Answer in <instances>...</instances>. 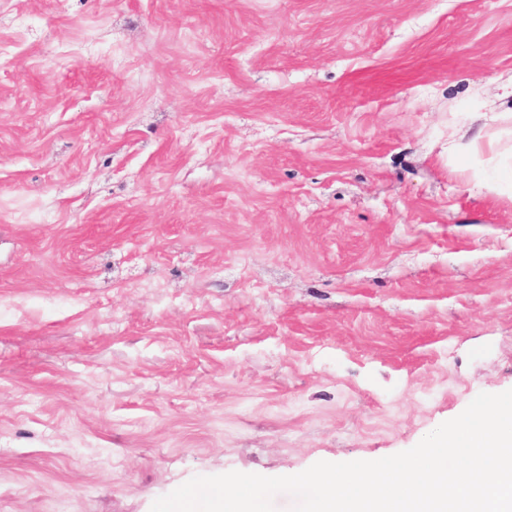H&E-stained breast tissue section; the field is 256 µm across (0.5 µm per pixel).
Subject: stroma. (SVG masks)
Here are the masks:
<instances>
[{"label":"stroma","mask_w":512,"mask_h":512,"mask_svg":"<svg viewBox=\"0 0 512 512\" xmlns=\"http://www.w3.org/2000/svg\"><path fill=\"white\" fill-rule=\"evenodd\" d=\"M511 81L512 0H0V512L512 389Z\"/></svg>","instance_id":"35a3bbf8"}]
</instances>
